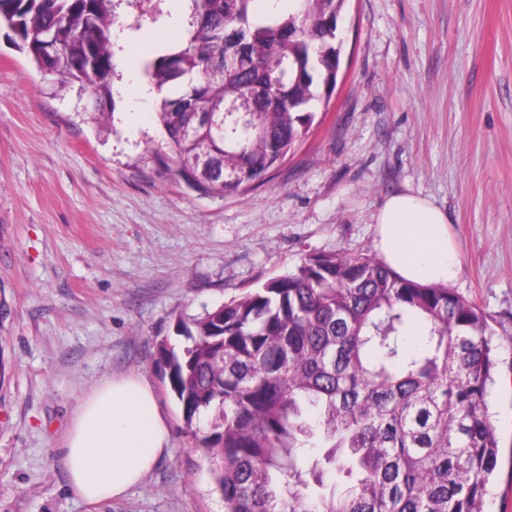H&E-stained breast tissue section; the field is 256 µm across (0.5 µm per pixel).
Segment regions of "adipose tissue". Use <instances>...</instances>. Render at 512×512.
Segmentation results:
<instances>
[{"instance_id":"obj_1","label":"adipose tissue","mask_w":512,"mask_h":512,"mask_svg":"<svg viewBox=\"0 0 512 512\" xmlns=\"http://www.w3.org/2000/svg\"><path fill=\"white\" fill-rule=\"evenodd\" d=\"M374 222L378 254L402 278L445 285L458 276L450 219L430 200L393 193ZM169 444V423L144 375L104 379L86 396L67 433L69 488L91 504L122 498L151 473Z\"/></svg>"}]
</instances>
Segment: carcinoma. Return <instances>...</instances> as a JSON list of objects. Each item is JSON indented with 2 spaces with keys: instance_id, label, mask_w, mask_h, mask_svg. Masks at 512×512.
<instances>
[{
  "instance_id": "obj_1",
  "label": "carcinoma",
  "mask_w": 512,
  "mask_h": 512,
  "mask_svg": "<svg viewBox=\"0 0 512 512\" xmlns=\"http://www.w3.org/2000/svg\"><path fill=\"white\" fill-rule=\"evenodd\" d=\"M184 2L182 39L146 65L157 121L184 183L243 192L327 109L347 0ZM115 19V0H0L11 45L89 93L101 116ZM176 335L158 362L186 427L207 420L200 444L224 512H488L501 345L453 289L409 282L368 250L313 253L179 319Z\"/></svg>"
}]
</instances>
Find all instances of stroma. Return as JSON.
<instances>
[{
    "instance_id": "obj_1",
    "label": "stroma",
    "mask_w": 512,
    "mask_h": 512,
    "mask_svg": "<svg viewBox=\"0 0 512 512\" xmlns=\"http://www.w3.org/2000/svg\"><path fill=\"white\" fill-rule=\"evenodd\" d=\"M183 10L118 0L104 132L88 97L0 30V512H224L158 342L305 255L373 249V216L399 190L447 212L451 287L505 341L494 510L512 512V0H348L328 110L264 180L223 196L158 162L157 99L132 95ZM131 371L156 390L170 450L126 497L88 505L60 447L91 387Z\"/></svg>"
}]
</instances>
